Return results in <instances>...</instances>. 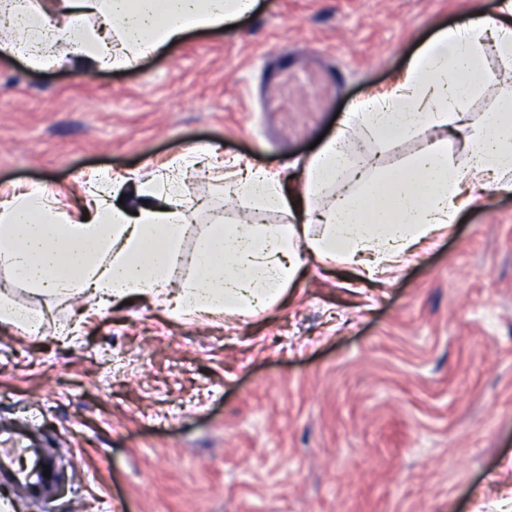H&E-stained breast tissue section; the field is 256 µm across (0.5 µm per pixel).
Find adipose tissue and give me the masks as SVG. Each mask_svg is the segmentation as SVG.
Returning a JSON list of instances; mask_svg holds the SVG:
<instances>
[{
    "instance_id": "ef3b65f1",
    "label": "adipose tissue",
    "mask_w": 512,
    "mask_h": 512,
    "mask_svg": "<svg viewBox=\"0 0 512 512\" xmlns=\"http://www.w3.org/2000/svg\"><path fill=\"white\" fill-rule=\"evenodd\" d=\"M257 0H0L10 28L0 59L35 70L75 72L128 65L178 45L190 32L237 24ZM494 48L500 67L485 64ZM506 91L496 111L473 115L469 101L486 85ZM380 149L423 135L426 144L385 169L354 166L350 133ZM456 149H449V135ZM187 149L166 172L137 178L102 174L83 212L60 206L52 189L25 188L0 202V324L32 333L40 310L17 303L13 287L37 296L81 295L90 306L162 300L171 315L201 320L248 317L280 302L308 267L349 265L375 277L414 254L462 209L482 197L512 196V0L493 16L439 29L413 57L406 79L383 100H365L301 167V191L285 193L263 167L231 173L224 194L249 217L197 233L195 198L185 175ZM330 205H321L327 192ZM269 211L286 224H261ZM196 238L192 252L183 242ZM192 274L179 278L183 267Z\"/></svg>"
}]
</instances>
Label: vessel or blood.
Wrapping results in <instances>:
<instances>
[{"mask_svg": "<svg viewBox=\"0 0 512 512\" xmlns=\"http://www.w3.org/2000/svg\"><path fill=\"white\" fill-rule=\"evenodd\" d=\"M61 458L51 449L0 448V484L42 501H49L59 482Z\"/></svg>", "mask_w": 512, "mask_h": 512, "instance_id": "obj_1", "label": "vessel or blood"}]
</instances>
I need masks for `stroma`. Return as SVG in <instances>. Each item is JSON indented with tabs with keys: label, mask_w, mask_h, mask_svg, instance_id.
I'll return each instance as SVG.
<instances>
[{
	"label": "stroma",
	"mask_w": 512,
	"mask_h": 512,
	"mask_svg": "<svg viewBox=\"0 0 512 512\" xmlns=\"http://www.w3.org/2000/svg\"><path fill=\"white\" fill-rule=\"evenodd\" d=\"M498 0H259L235 28L127 67L0 64V189L75 202L98 173L143 176L186 148L296 186L317 139L388 95L437 28ZM198 231L244 216L188 181ZM39 335L0 325V430L70 448L55 505L11 512H512V196L464 209L387 282L336 266L278 305L204 323L136 301Z\"/></svg>",
	"instance_id": "35a3bbf8"
}]
</instances>
